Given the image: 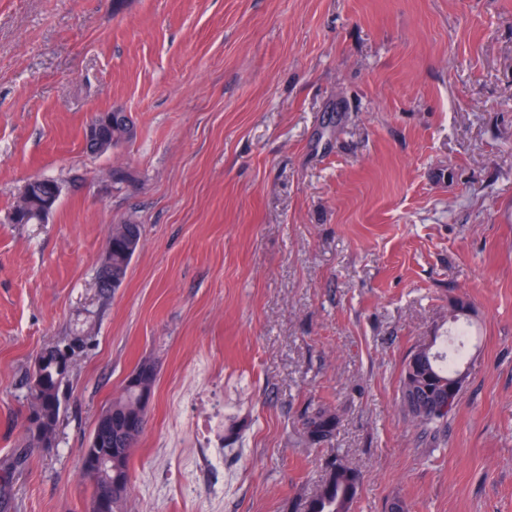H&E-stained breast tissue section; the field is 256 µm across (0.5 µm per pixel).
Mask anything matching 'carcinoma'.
<instances>
[{
	"mask_svg": "<svg viewBox=\"0 0 512 512\" xmlns=\"http://www.w3.org/2000/svg\"><path fill=\"white\" fill-rule=\"evenodd\" d=\"M102 137L112 138L113 145L131 139L134 133L123 125L112 124L101 131ZM53 180L40 178L29 181L23 191L27 205L17 204L11 212L14 224H36L39 222L38 204L44 196L50 194ZM143 236L142 225L127 222L112 225L107 244L112 246V265L98 269L96 286L102 293L109 288H119L126 279L131 260L140 247ZM453 354L448 356L432 351L427 346L421 354L419 364L413 366L406 361L401 376V402L411 420L419 426H428L444 422L457 407L453 402L441 409L442 401L448 400L446 386L442 382L460 375L463 357L457 356L466 346V342L456 343L449 340ZM60 350L50 346L38 353L34 359L31 374H36L37 365L43 364L46 371L41 388L29 393L28 411L48 419L58 426L63 401V384L56 382L53 363ZM134 373L148 391H153L156 379V367L144 360L138 364ZM140 392L135 387H123L119 394L104 409L112 417V434L100 436L99 447L110 448L112 453V480L99 478L95 482L94 492L112 494L117 512H124L126 499L130 491L129 462L133 448L143 434L146 420L138 415ZM339 424L336 411L324 404L309 406L302 414V434L311 445H321L331 441ZM27 446L30 448H49L55 436L47 437L38 426L25 427ZM359 484V473L342 458H335L326 466V476L316 492L303 502L304 512H352V506Z\"/></svg>",
	"mask_w": 512,
	"mask_h": 512,
	"instance_id": "carcinoma-1",
	"label": "carcinoma"
}]
</instances>
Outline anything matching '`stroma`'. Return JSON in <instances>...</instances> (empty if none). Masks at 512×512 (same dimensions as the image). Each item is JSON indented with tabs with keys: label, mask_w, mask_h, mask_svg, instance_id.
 <instances>
[{
	"label": "stroma",
	"mask_w": 512,
	"mask_h": 512,
	"mask_svg": "<svg viewBox=\"0 0 512 512\" xmlns=\"http://www.w3.org/2000/svg\"><path fill=\"white\" fill-rule=\"evenodd\" d=\"M112 110L135 136L87 153ZM36 177L57 208L11 223ZM458 299L481 340L426 433L402 365ZM67 343L55 443L26 447L31 362ZM146 359L125 512H301L334 456L352 512H512V0H0V512H87L79 451ZM218 411L241 436L220 467L172 427ZM143 236L142 225L127 222L112 225L107 246H112V265L110 268L97 270L96 286L103 294L109 291L108 277L112 274V290L120 288L126 279L131 260L140 247ZM134 247L129 251L130 244ZM339 424L336 411L325 404L308 406L302 414V434L311 445L331 441Z\"/></svg>",
	"instance_id": "stroma-1"
}]
</instances>
